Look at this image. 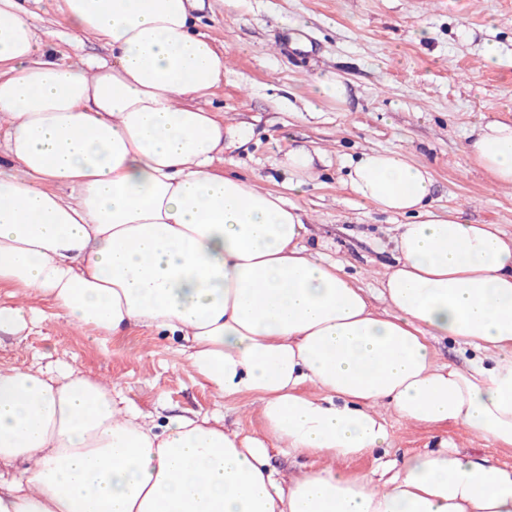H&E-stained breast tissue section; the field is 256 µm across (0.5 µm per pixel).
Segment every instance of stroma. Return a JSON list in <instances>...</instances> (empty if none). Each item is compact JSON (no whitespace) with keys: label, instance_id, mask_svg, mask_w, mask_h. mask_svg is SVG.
Wrapping results in <instances>:
<instances>
[{"label":"stroma","instance_id":"1","mask_svg":"<svg viewBox=\"0 0 512 512\" xmlns=\"http://www.w3.org/2000/svg\"><path fill=\"white\" fill-rule=\"evenodd\" d=\"M26 6L40 37L69 61L111 60L103 43L76 39L56 0ZM196 15L198 31L224 47V80L208 107L235 132L225 161L278 190L289 177V150L320 149L314 180L292 201L307 213V245L344 262L362 287L378 288L400 222L342 186L348 162L363 151L408 154L431 171L437 205L512 233V187L492 184L462 154L474 127L512 120V0H198ZM492 42L501 61L489 68L483 50ZM327 74L345 83V102L314 93ZM37 307L41 320L32 331L0 335V362L43 367L63 360L115 383L156 423L192 410L261 435L242 400L217 399L202 386L171 337L146 329L120 340L97 336L58 318L48 302ZM392 433L391 461L438 448L444 436L462 454L512 462L511 449L492 450L462 426L396 422Z\"/></svg>","mask_w":512,"mask_h":512}]
</instances>
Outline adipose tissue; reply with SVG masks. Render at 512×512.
Here are the masks:
<instances>
[{
  "instance_id": "adipose-tissue-1",
  "label": "adipose tissue",
  "mask_w": 512,
  "mask_h": 512,
  "mask_svg": "<svg viewBox=\"0 0 512 512\" xmlns=\"http://www.w3.org/2000/svg\"><path fill=\"white\" fill-rule=\"evenodd\" d=\"M194 0H57L83 66L0 0V334L30 298L99 336L156 329L218 397H250L262 437L198 413L155 424L112 384L0 364V512H512V467L448 446L355 475L388 416L512 447V234L434 208L426 167L362 153L344 181L404 217L375 307L313 253L299 207L217 168L224 119L201 107L224 51ZM468 161L512 185V122L475 127ZM470 347L468 369L433 342ZM309 458L283 476L269 448Z\"/></svg>"
}]
</instances>
